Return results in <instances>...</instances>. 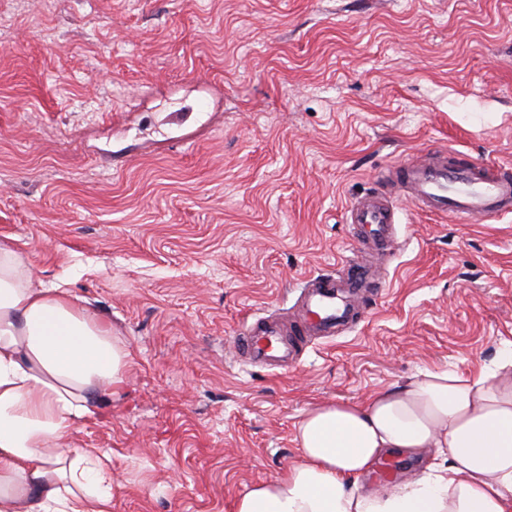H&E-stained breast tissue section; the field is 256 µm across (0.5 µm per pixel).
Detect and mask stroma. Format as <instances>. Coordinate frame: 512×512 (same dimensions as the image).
I'll return each instance as SVG.
<instances>
[{
    "mask_svg": "<svg viewBox=\"0 0 512 512\" xmlns=\"http://www.w3.org/2000/svg\"><path fill=\"white\" fill-rule=\"evenodd\" d=\"M442 149L512 164V0H0V241L129 352L70 436L109 452L112 512H233L307 412L512 341V213L403 201L363 321L288 368L230 348L353 254L387 167Z\"/></svg>",
    "mask_w": 512,
    "mask_h": 512,
    "instance_id": "stroma-1",
    "label": "stroma"
}]
</instances>
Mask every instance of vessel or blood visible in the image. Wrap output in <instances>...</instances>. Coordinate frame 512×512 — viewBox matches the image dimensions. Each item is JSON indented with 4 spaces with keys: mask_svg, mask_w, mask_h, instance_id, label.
Here are the masks:
<instances>
[{
    "mask_svg": "<svg viewBox=\"0 0 512 512\" xmlns=\"http://www.w3.org/2000/svg\"><path fill=\"white\" fill-rule=\"evenodd\" d=\"M386 180L418 210L448 214L466 223L490 220L512 212V166L472 161L449 164L448 153L437 150L426 156L393 165ZM360 236V243L375 252L389 253L397 246L394 200L375 193L352 204L346 213ZM342 275L304 277L299 296L302 313L289 325L260 318L239 331L233 340L236 354L272 367L295 364L302 344L313 337L336 335L360 319V298L374 281V272L358 256L342 262Z\"/></svg>",
    "mask_w": 512,
    "mask_h": 512,
    "instance_id": "1",
    "label": "vessel or blood"
}]
</instances>
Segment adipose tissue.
<instances>
[{
    "instance_id": "obj_1",
    "label": "adipose tissue",
    "mask_w": 512,
    "mask_h": 512,
    "mask_svg": "<svg viewBox=\"0 0 512 512\" xmlns=\"http://www.w3.org/2000/svg\"><path fill=\"white\" fill-rule=\"evenodd\" d=\"M127 353L66 290L35 284L0 242V512H112L110 456L71 433L125 382ZM300 464L234 512H512V343L492 364L424 371L358 403L310 411ZM433 449L422 475L366 490L383 455Z\"/></svg>"
}]
</instances>
